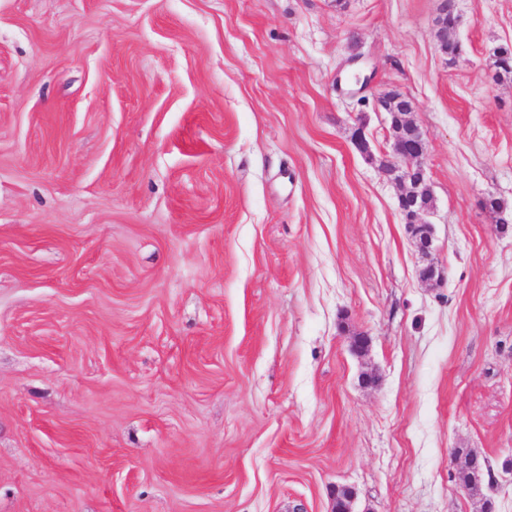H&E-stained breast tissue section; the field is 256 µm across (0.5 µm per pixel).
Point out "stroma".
Masks as SVG:
<instances>
[{"label":"stroma","mask_w":512,"mask_h":512,"mask_svg":"<svg viewBox=\"0 0 512 512\" xmlns=\"http://www.w3.org/2000/svg\"><path fill=\"white\" fill-rule=\"evenodd\" d=\"M441 3L0 0V512H512V0ZM394 93L380 94L376 99L379 111L389 116V142L391 161L386 171L400 186L398 209L408 224L413 242L417 250L428 256L433 249L432 225L424 220L433 206L427 199L431 191L427 181L424 158L425 143L418 126L409 118L412 106L405 110L406 114L396 112V105L403 99ZM411 129V134L402 133L404 125ZM490 476V471L480 460L475 466L472 463H464L458 471V479L462 487L467 489L471 498L482 501L485 511H490L487 507L489 500L485 498L484 494V488L486 484H489Z\"/></svg>","instance_id":"35a3bbf8"}]
</instances>
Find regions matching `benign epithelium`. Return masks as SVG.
Segmentation results:
<instances>
[{"instance_id": "7a95c632", "label": "benign epithelium", "mask_w": 512, "mask_h": 512, "mask_svg": "<svg viewBox=\"0 0 512 512\" xmlns=\"http://www.w3.org/2000/svg\"><path fill=\"white\" fill-rule=\"evenodd\" d=\"M402 97L384 93L377 97L378 110L388 114L391 161L386 171L400 186L398 209L408 224L417 250L424 256L433 249L432 225L424 215L432 205L427 199L430 186L427 181L424 158L425 143L418 126L409 118L412 109L405 113L396 112V105Z\"/></svg>"}]
</instances>
